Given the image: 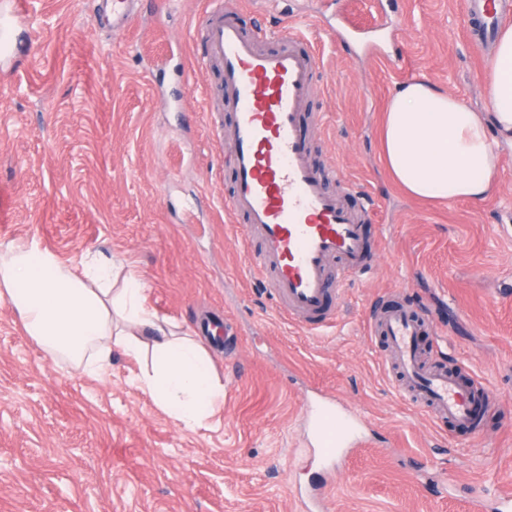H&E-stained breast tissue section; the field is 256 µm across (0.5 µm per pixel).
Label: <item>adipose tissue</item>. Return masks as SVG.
Returning a JSON list of instances; mask_svg holds the SVG:
<instances>
[{"label":"adipose tissue","instance_id":"obj_1","mask_svg":"<svg viewBox=\"0 0 512 512\" xmlns=\"http://www.w3.org/2000/svg\"><path fill=\"white\" fill-rule=\"evenodd\" d=\"M488 110L467 106L424 78L392 95L380 124V157L391 181L415 200L474 203L496 187L500 154L491 128L512 133V26L502 27L485 72ZM97 257L80 263L25 242L0 243V299L18 312L37 344L101 372L120 346L133 358L150 354L140 388L174 421L203 427L224 400L207 349L176 335L146 307L145 284Z\"/></svg>","mask_w":512,"mask_h":512}]
</instances>
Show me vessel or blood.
Returning <instances> with one entry per match:
<instances>
[{"label": "vessel or blood", "instance_id": "1", "mask_svg": "<svg viewBox=\"0 0 512 512\" xmlns=\"http://www.w3.org/2000/svg\"><path fill=\"white\" fill-rule=\"evenodd\" d=\"M512 15V0H464L467 35L493 45L501 22ZM265 32L246 34L235 9L211 0L197 31L204 61L216 64L223 80L209 93L213 109L233 115V191L228 212L244 216L246 229L260 242L254 271L272 288L291 319L312 329L329 315L333 291L368 269L365 222L368 209L345 206L328 191L310 165L298 126L318 67L304 36H282L274 51L261 48ZM339 269H332L333 261ZM385 336L407 386L435 417L471 425L474 408L461 382L445 370H432L419 356V326L402 309L383 311L374 324ZM352 419L334 403L320 406L313 429L318 452L335 460L350 447Z\"/></svg>", "mask_w": 512, "mask_h": 512}]
</instances>
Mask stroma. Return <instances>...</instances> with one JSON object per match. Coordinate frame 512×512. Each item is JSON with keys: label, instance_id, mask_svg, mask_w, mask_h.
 Returning a JSON list of instances; mask_svg holds the SVG:
<instances>
[{"label": "stroma", "instance_id": "stroma-1", "mask_svg": "<svg viewBox=\"0 0 512 512\" xmlns=\"http://www.w3.org/2000/svg\"><path fill=\"white\" fill-rule=\"evenodd\" d=\"M463 0H227L245 32L293 19L319 70L299 136L310 164L366 223L372 269L311 331L283 320L251 274L259 244L224 210L230 116L212 124L194 32L209 0H0V243L97 253L148 286V306L198 336L224 385L188 428L113 350L98 375L47 353L0 300V512H470L512 489V142L480 204L408 198L378 127L390 95L425 77L483 109L491 55L460 29ZM403 307L429 367L479 377L496 402L471 429L422 412L399 386L375 316ZM332 393L368 443L336 470L309 448V390Z\"/></svg>", "mask_w": 512, "mask_h": 512}]
</instances>
